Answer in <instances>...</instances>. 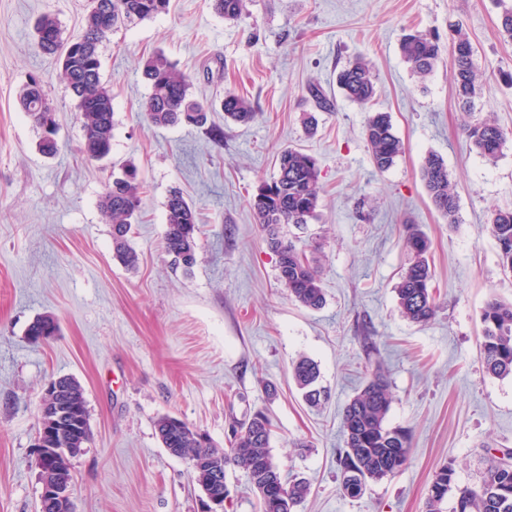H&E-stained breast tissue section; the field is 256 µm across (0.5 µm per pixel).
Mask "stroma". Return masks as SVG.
Listing matches in <instances>:
<instances>
[{
  "label": "stroma",
  "mask_w": 512,
  "mask_h": 512,
  "mask_svg": "<svg viewBox=\"0 0 512 512\" xmlns=\"http://www.w3.org/2000/svg\"><path fill=\"white\" fill-rule=\"evenodd\" d=\"M85 5L0 0V512H39V402L59 375L83 386L92 430L71 460L72 512H201L190 461L156 434L165 414L224 448L231 422L266 411L282 476L310 483L299 512H424L448 463L458 485L478 484L491 452L512 450V377L488 374L479 349L488 296L512 300V273L487 228L495 209L512 208V143L490 162L463 131L491 119L512 132V42L500 35L497 0H249L236 21L214 14L209 0H171L168 13L112 32L100 47L115 112L112 160L134 161L145 185L131 233L134 273L114 260L98 207L112 170L82 153L75 102L33 36L46 13L79 33ZM456 25L476 47L480 86L469 107L456 98L450 55L422 78L400 48L412 31L447 44ZM158 49L190 76L194 96L237 93L255 121L228 123L218 110L202 128L151 126L140 65ZM358 57L377 87L364 106L336 86ZM33 76L58 107L51 158L37 151L18 104ZM313 82L330 111L311 98ZM372 112L390 113L404 144L385 171L363 135ZM288 147L321 170L319 219L284 228L298 246H319L318 310L289 298L249 208ZM431 152L456 184L457 223L435 209L422 180ZM175 188L201 228L189 270L164 250V204ZM410 224L428 238L434 270L437 311L425 325L401 316L393 291L411 259ZM45 315L56 335L31 342L29 324ZM302 355L317 362L329 392L321 407H309L292 380ZM379 370L393 394L387 423L411 434L408 461L351 498L340 489L341 416Z\"/></svg>",
  "instance_id": "1"
}]
</instances>
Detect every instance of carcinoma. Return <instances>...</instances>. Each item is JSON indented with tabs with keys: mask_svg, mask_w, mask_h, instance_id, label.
Returning a JSON list of instances; mask_svg holds the SVG:
<instances>
[{
	"mask_svg": "<svg viewBox=\"0 0 512 512\" xmlns=\"http://www.w3.org/2000/svg\"><path fill=\"white\" fill-rule=\"evenodd\" d=\"M170 0H87V13L81 32L64 35L59 23L50 15L35 24L40 50L57 57L59 78L76 101L82 130V152L90 160L103 161L112 152L115 127L112 91L104 82L100 45L119 27L134 26L169 10ZM213 12L226 20H238L247 11V0H210ZM452 80L456 94L469 106L479 88V74L474 66L475 48L461 29L451 30ZM405 59L422 77L430 74L441 57L439 41L425 34H409L401 45ZM150 93L142 103L149 124L167 128L180 124L203 127L214 104L204 103L190 93L191 79L161 51L147 57L141 68ZM337 85L350 101L365 105L376 94L375 77L368 65L356 59L342 68ZM23 112L41 131L38 150L48 156L58 150L57 107L45 91L42 81L31 79L20 95ZM219 105L224 118L249 124L257 116L250 102L232 92L224 93ZM464 132L478 154L496 160L508 141V133L495 122L468 123ZM364 137L376 169H389L403 152V143L394 133L387 112L369 114ZM421 177L434 207L457 222L458 199L444 159L429 153L425 156ZM320 169L314 157L296 148H286L277 156L274 176L263 182L249 202L256 223L266 236L268 247L278 258V279L290 298L308 309L324 303L319 266L306 256L296 243L283 233L285 224H306L317 217L320 200ZM144 182L137 167L129 162L121 174L112 179L100 198L99 208L105 222L112 226V250L128 270L138 268L140 257L130 244L132 225L137 223ZM167 229L165 252L192 268L197 261L198 224L194 206L182 193L170 191L165 204ZM489 230L499 249L503 271L512 272V209L495 211ZM407 247L412 261L401 273L394 288L400 313L407 320L425 325L436 313L431 282L428 239L414 227L407 229ZM481 354L486 371L498 378L512 377V302L490 296L481 310ZM56 322L49 316L33 321L29 336H53ZM297 386L305 400L318 406L328 398L318 385L320 371L312 359L302 356L292 365ZM59 391L47 393L40 403V419L60 401H67L88 419L87 402L81 383L63 376ZM392 403L389 385L380 373L373 375L346 404L341 417L345 448L338 457L340 487L344 495L359 497L371 481L391 476L406 465L409 434L400 427L387 425ZM155 430L165 448L176 449L175 456L189 461L205 460L226 476L230 466L242 469L257 496L259 512H297L310 493V483L303 478L285 481L270 450L272 423L266 413L258 411L232 430L229 448H219L210 439L200 440L199 431L182 419L165 414L155 422ZM425 512H512V464L489 458L480 484L460 486L455 471L446 464L438 469L428 488Z\"/></svg>",
	"mask_w": 512,
	"mask_h": 512,
	"instance_id": "cac0c4a2",
	"label": "carcinoma"
}]
</instances>
